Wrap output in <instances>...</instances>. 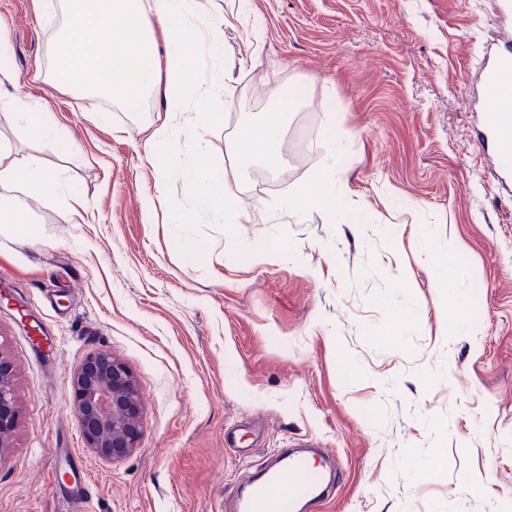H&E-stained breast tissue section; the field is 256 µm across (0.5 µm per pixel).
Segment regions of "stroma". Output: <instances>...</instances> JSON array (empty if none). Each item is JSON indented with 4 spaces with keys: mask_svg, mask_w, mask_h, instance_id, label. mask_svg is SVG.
<instances>
[{
    "mask_svg": "<svg viewBox=\"0 0 512 512\" xmlns=\"http://www.w3.org/2000/svg\"><path fill=\"white\" fill-rule=\"evenodd\" d=\"M219 50L210 90L222 123L198 140L239 206L244 243L276 231L294 255L240 260L212 220L202 260L158 195L141 114L55 81L63 10L0 0L12 47L5 89L47 103L71 155L0 138L58 169L66 191L0 196L33 233L0 234V352L20 417L0 466V512H220L274 448L310 441L342 469L314 512H512V196L479 155L470 75L499 36L493 0H202ZM297 98L276 172L233 145L275 102ZM345 175L335 203L293 198L319 165ZM84 221L63 222L69 195ZM266 221L249 222L253 205ZM364 208L342 221L341 205ZM108 352L142 395V436L121 460L87 448L72 375ZM76 449L87 506L58 478Z\"/></svg>",
    "mask_w": 512,
    "mask_h": 512,
    "instance_id": "stroma-1",
    "label": "stroma"
}]
</instances>
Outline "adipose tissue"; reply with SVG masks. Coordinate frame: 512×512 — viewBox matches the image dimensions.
<instances>
[{
  "label": "adipose tissue",
  "instance_id": "adipose-tissue-1",
  "mask_svg": "<svg viewBox=\"0 0 512 512\" xmlns=\"http://www.w3.org/2000/svg\"><path fill=\"white\" fill-rule=\"evenodd\" d=\"M296 106L295 101L279 102L274 111L265 113L258 129L240 137L234 150L241 160L261 159L269 169H276L281 155L278 141L284 117ZM0 112L12 116L23 130L35 137L47 140L60 150L70 154L79 153V146L72 141L60 139L50 113H41L38 121H31L29 112L14 99L0 95ZM23 186L30 195H57L63 190L61 174L46 166L40 158L18 157L9 142L0 140V187Z\"/></svg>",
  "mask_w": 512,
  "mask_h": 512
}]
</instances>
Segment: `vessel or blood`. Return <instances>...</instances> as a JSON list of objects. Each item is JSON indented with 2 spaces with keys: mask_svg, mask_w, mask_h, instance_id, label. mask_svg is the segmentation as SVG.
<instances>
[{
  "mask_svg": "<svg viewBox=\"0 0 512 512\" xmlns=\"http://www.w3.org/2000/svg\"><path fill=\"white\" fill-rule=\"evenodd\" d=\"M483 109L484 162L493 170L512 174V36L485 51L480 73ZM311 451L282 448L236 486L224 499L225 512H300L302 505L323 501L334 488L323 475L309 474Z\"/></svg>",
  "mask_w": 512,
  "mask_h": 512,
  "instance_id": "obj_1",
  "label": "vessel or blood"
}]
</instances>
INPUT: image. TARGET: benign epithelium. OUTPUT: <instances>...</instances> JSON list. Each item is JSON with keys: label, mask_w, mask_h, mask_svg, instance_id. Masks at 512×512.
Returning a JSON list of instances; mask_svg holds the SVG:
<instances>
[{"label": "benign epithelium", "mask_w": 512, "mask_h": 512, "mask_svg": "<svg viewBox=\"0 0 512 512\" xmlns=\"http://www.w3.org/2000/svg\"><path fill=\"white\" fill-rule=\"evenodd\" d=\"M73 407L95 454L118 459L137 448L140 394L127 367L105 352L85 359L71 378ZM19 419L14 369L0 352V450L9 446Z\"/></svg>", "instance_id": "benign-epithelium-1"}]
</instances>
